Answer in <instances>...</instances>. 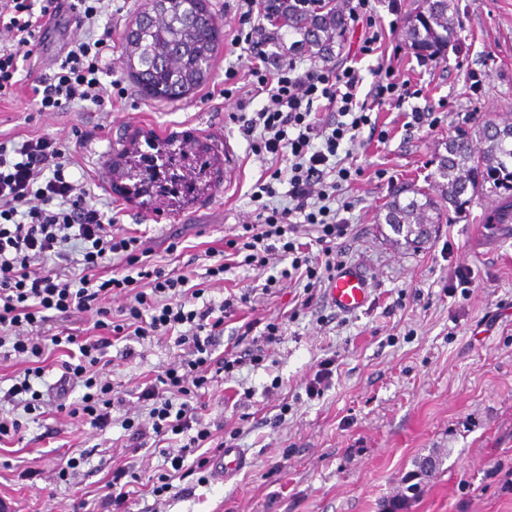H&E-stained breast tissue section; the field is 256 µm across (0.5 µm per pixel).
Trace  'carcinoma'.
Instances as JSON below:
<instances>
[{
  "label": "carcinoma",
  "mask_w": 512,
  "mask_h": 512,
  "mask_svg": "<svg viewBox=\"0 0 512 512\" xmlns=\"http://www.w3.org/2000/svg\"><path fill=\"white\" fill-rule=\"evenodd\" d=\"M263 18L272 26L268 42L281 48H305L326 60L344 46L347 19L344 0H260ZM454 0H412L403 33L405 46L429 58L445 54L454 37ZM224 46V23L210 0H145L139 18L125 34L127 74L149 99L180 100L208 77L215 54ZM484 147L476 150L474 139ZM147 150H141V144ZM436 175L444 200L457 220H469L470 208L483 196L495 205L482 217L490 233L512 224V122L487 117L448 136ZM112 191L142 207L163 205L179 210L208 195L224 176V155L208 140L143 136L133 130L112 149ZM411 194L401 200V194ZM385 223L410 244L424 242L420 228L441 222L438 202L417 188L392 194Z\"/></svg>",
  "instance_id": "1"
}]
</instances>
